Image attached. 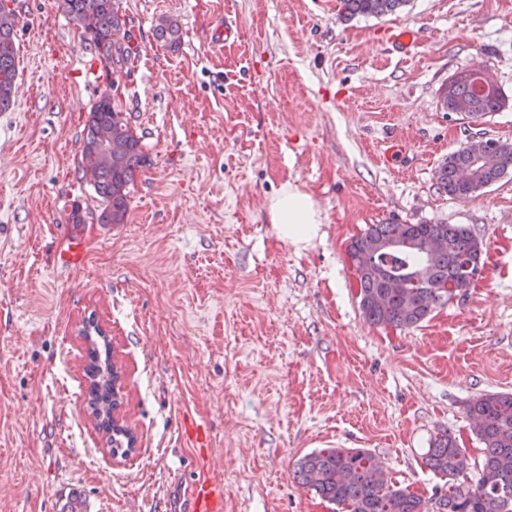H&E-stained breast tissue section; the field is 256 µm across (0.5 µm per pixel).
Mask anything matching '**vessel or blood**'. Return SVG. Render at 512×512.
I'll list each match as a JSON object with an SVG mask.
<instances>
[{
	"label": "vessel or blood",
	"instance_id": "obj_1",
	"mask_svg": "<svg viewBox=\"0 0 512 512\" xmlns=\"http://www.w3.org/2000/svg\"><path fill=\"white\" fill-rule=\"evenodd\" d=\"M86 257L84 243L74 242L58 253L56 266L60 271L72 273L84 266ZM181 440L191 449L199 469L198 477L186 486L183 512H224V484L210 474L209 431L188 411L182 416Z\"/></svg>",
	"mask_w": 512,
	"mask_h": 512
}]
</instances>
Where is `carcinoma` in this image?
I'll return each instance as SVG.
<instances>
[{"label": "carcinoma", "instance_id": "1", "mask_svg": "<svg viewBox=\"0 0 512 512\" xmlns=\"http://www.w3.org/2000/svg\"><path fill=\"white\" fill-rule=\"evenodd\" d=\"M116 0H59V7L94 46L105 67L123 69L132 60L129 46H115L112 33L126 26V17ZM409 0H342L343 16H382L403 8ZM156 38L175 47L180 42V27L175 21L158 26ZM16 19L10 10L0 6V112L11 105L16 78ZM505 99L495 82L480 67L467 69L448 81L442 97V107L448 112L479 117L499 111ZM112 131V138L125 145L116 164L97 166L100 129ZM494 147L499 165L483 168L476 164L478 154ZM146 157L140 137L134 132L125 113L112 105V97L104 91L89 113L84 129L81 170L96 169L93 184L99 197V224H122L128 212L129 186L133 184ZM471 167L474 178L468 183L459 180V170ZM512 170V145L489 138L474 140L448 155L436 171L437 183L451 197H472L497 182ZM447 241V248L428 255L425 246L434 236ZM393 243L395 248L375 257L374 269L359 271L360 307L365 318L376 325L409 328L425 320L435 306L468 287L483 269L482 243L462 224H372L355 238L348 254L353 264L363 260L364 252L381 243ZM427 265L423 279L402 291L386 296L376 305L373 298L383 291L384 274L400 271L412 274L420 264ZM99 340L92 339L88 329L82 330L90 342L87 348L85 373L90 379L88 405L92 416L109 417L122 405L120 371L117 367L101 376L98 365L99 347L111 351L110 342L95 329ZM467 413L474 422V431L483 445L481 463L476 465L478 477L467 476L472 463L455 437L444 434L435 440L425 455V465L435 474L452 480L448 491L436 492L428 500L384 481L377 475L380 462L363 448H322L303 456L297 463L296 479L313 489L328 502L341 507L342 512H512V393L482 396L468 405ZM107 444L112 453H125L124 442L133 440L129 428L112 425Z\"/></svg>", "mask_w": 512, "mask_h": 512}]
</instances>
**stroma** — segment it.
<instances>
[{"label": "stroma", "mask_w": 512, "mask_h": 512, "mask_svg": "<svg viewBox=\"0 0 512 512\" xmlns=\"http://www.w3.org/2000/svg\"><path fill=\"white\" fill-rule=\"evenodd\" d=\"M0 3L17 23L0 112V512L73 497L82 512H179L196 472L186 409L209 427L224 512H341L294 476L322 448L368 449L426 499L445 485L424 463L440 433L480 460L467 406L512 392V173L452 198L436 172L470 139L512 143V0H410L349 20L339 0H121L136 58L115 73L58 0ZM167 19L174 48L154 36ZM218 19L235 42L211 45ZM404 27L422 35L405 56ZM476 65L504 107L445 111L449 78ZM107 88L148 164L124 223L104 227L79 163ZM287 182L323 216L300 248L264 210ZM371 224L465 225L482 273L416 326L371 324L347 257ZM68 237L88 255L60 276ZM91 315L123 371L118 414L138 439L126 458L86 413Z\"/></svg>", "instance_id": "1"}]
</instances>
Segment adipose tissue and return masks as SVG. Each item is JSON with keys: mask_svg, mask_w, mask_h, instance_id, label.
<instances>
[{"mask_svg": "<svg viewBox=\"0 0 512 512\" xmlns=\"http://www.w3.org/2000/svg\"><path fill=\"white\" fill-rule=\"evenodd\" d=\"M268 215L280 237L295 245L312 242L322 222L310 196L292 183L282 185L271 198Z\"/></svg>", "mask_w": 512, "mask_h": 512, "instance_id": "adipose-tissue-1", "label": "adipose tissue"}]
</instances>
